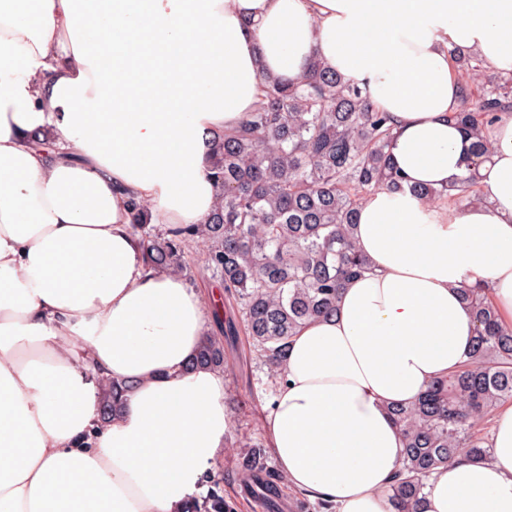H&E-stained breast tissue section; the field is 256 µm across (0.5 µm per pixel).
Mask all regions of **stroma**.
I'll return each mask as SVG.
<instances>
[{"label": "stroma", "mask_w": 512, "mask_h": 512, "mask_svg": "<svg viewBox=\"0 0 512 512\" xmlns=\"http://www.w3.org/2000/svg\"><path fill=\"white\" fill-rule=\"evenodd\" d=\"M206 247L199 242L191 243L185 250L186 269L183 277L191 288L209 300L220 282L205 268ZM227 367L226 409L231 424L228 431L224 456L217 467L206 472L195 496L205 500L210 494L223 496L234 502L236 512H262L258 503L241 490L238 471L243 461L254 456L253 448H260L259 456L264 469H277L278 464L267 446L263 426V409L273 396L269 370L260 365L251 353L246 334H238L233 349L226 352Z\"/></svg>", "instance_id": "stroma-1"}]
</instances>
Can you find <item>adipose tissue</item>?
Returning <instances> with one entry per match:
<instances>
[{"label": "adipose tissue", "instance_id": "obj_1", "mask_svg": "<svg viewBox=\"0 0 512 512\" xmlns=\"http://www.w3.org/2000/svg\"><path fill=\"white\" fill-rule=\"evenodd\" d=\"M454 45L512 75V0H0V512H184L224 456V374L195 365L207 309L146 266L131 201L205 223L213 135L315 55L390 113L409 184L444 187L469 148ZM492 138L486 204L365 200L371 273L288 343L264 428L327 512H386L389 409L468 359L463 285L512 322V117ZM103 377L127 387L106 420ZM490 439L491 460L433 474L421 512H512V404Z\"/></svg>", "mask_w": 512, "mask_h": 512}]
</instances>
